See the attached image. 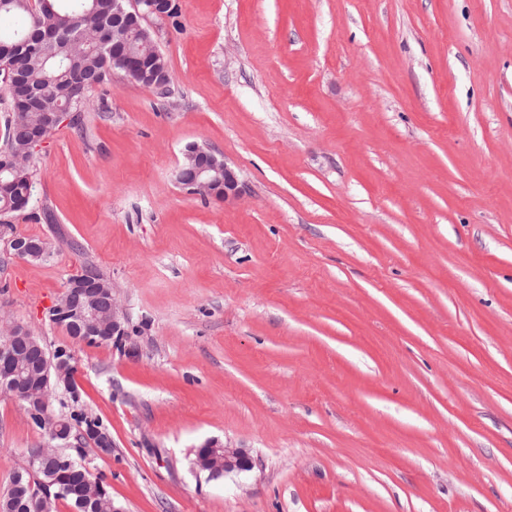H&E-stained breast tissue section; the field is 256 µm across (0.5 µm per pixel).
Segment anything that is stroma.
I'll list each match as a JSON object with an SVG mask.
<instances>
[{
    "mask_svg": "<svg viewBox=\"0 0 512 512\" xmlns=\"http://www.w3.org/2000/svg\"><path fill=\"white\" fill-rule=\"evenodd\" d=\"M173 81L114 73L0 217V318L68 346L53 410L122 512H512V0H179ZM241 194L183 189L191 144ZM47 239L14 258V236ZM92 260L127 334L48 310ZM239 448L212 477L195 454ZM0 393V492L46 445ZM10 248L13 255L21 260L45 259L50 254V245L47 240H33L27 237H16L11 240ZM202 448H211L215 453L218 451L221 452L222 468L219 471L221 475L233 471H250L254 467L252 459L240 449L229 448L228 446H217L216 443L213 442L206 444Z\"/></svg>",
    "mask_w": 512,
    "mask_h": 512,
    "instance_id": "1",
    "label": "stroma"
}]
</instances>
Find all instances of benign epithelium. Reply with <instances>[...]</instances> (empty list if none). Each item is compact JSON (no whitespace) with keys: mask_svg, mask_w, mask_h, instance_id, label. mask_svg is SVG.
I'll return each mask as SVG.
<instances>
[{"mask_svg":"<svg viewBox=\"0 0 512 512\" xmlns=\"http://www.w3.org/2000/svg\"><path fill=\"white\" fill-rule=\"evenodd\" d=\"M178 11L177 0H112V24H100L95 32L96 49L112 52V62L121 63L127 76L136 81L140 79L138 61L122 50L123 34L130 27H137L146 16L155 14L166 17ZM24 53L45 55L51 53L53 44L46 40L28 39L20 44ZM70 121L67 112H54L47 116L45 124L27 138L28 149L19 158L23 164L31 163L34 152L41 148L50 137ZM179 172L185 174V186L190 191H205L208 195L227 199L239 195L238 180L235 172L226 161L209 149L191 145L184 154ZM13 255L21 260L44 259L50 254L49 242L27 237L11 240ZM99 283L84 280L82 275L73 276L67 289L55 301L49 310V317L56 322L61 318L78 330L77 339L88 341L94 338H112L118 340L126 335L123 327V314L117 301L107 308L99 301ZM41 349L38 338L20 323H11L0 333V388L12 398L23 404L30 416L37 417L42 430L58 444H48L39 453L30 458L27 471L50 459L57 466L71 463L66 454L69 447V435L62 431L61 420L52 411V401L47 392L49 375L43 374L34 382L23 377L25 360L30 352ZM206 447L221 452L222 468L220 473L250 471L254 467L252 459L242 450L218 446L213 442Z\"/></svg>","mask_w":512,"mask_h":512,"instance_id":"obj_1","label":"benign epithelium"}]
</instances>
